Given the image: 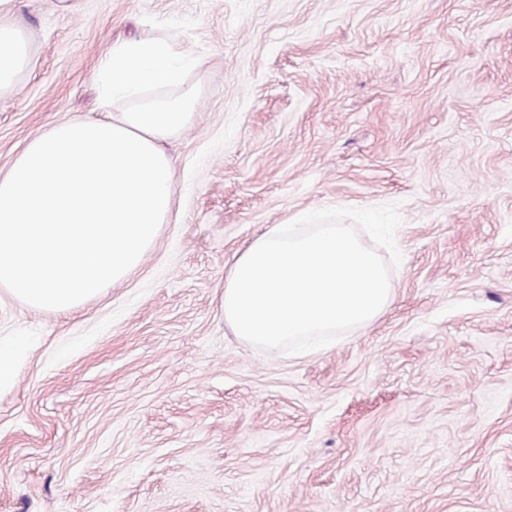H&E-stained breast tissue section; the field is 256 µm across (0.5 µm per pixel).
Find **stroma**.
Segmentation results:
<instances>
[{"label":"stroma","instance_id":"35a3bbf8","mask_svg":"<svg viewBox=\"0 0 512 512\" xmlns=\"http://www.w3.org/2000/svg\"><path fill=\"white\" fill-rule=\"evenodd\" d=\"M6 0L29 65L0 170L105 111L112 45L198 62L140 270L68 311L0 288V512H512V0ZM395 204L393 298L313 351L241 341L224 267L271 224Z\"/></svg>","mask_w":512,"mask_h":512}]
</instances>
